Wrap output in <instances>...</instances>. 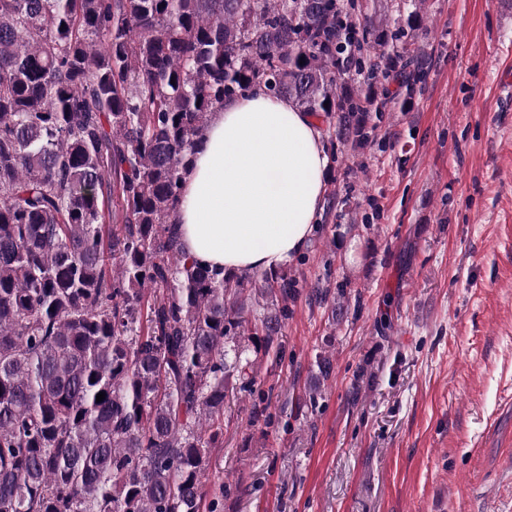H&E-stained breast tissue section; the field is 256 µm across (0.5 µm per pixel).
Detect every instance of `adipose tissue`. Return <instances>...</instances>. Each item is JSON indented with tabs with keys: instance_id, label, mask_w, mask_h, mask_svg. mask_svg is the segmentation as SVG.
I'll list each match as a JSON object with an SVG mask.
<instances>
[{
	"instance_id": "1",
	"label": "adipose tissue",
	"mask_w": 512,
	"mask_h": 512,
	"mask_svg": "<svg viewBox=\"0 0 512 512\" xmlns=\"http://www.w3.org/2000/svg\"><path fill=\"white\" fill-rule=\"evenodd\" d=\"M328 156L319 123L252 90L213 112L183 177L184 250L213 269L264 271L303 253L322 209Z\"/></svg>"
}]
</instances>
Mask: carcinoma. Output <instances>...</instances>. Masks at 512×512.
Segmentation results:
<instances>
[{
    "mask_svg": "<svg viewBox=\"0 0 512 512\" xmlns=\"http://www.w3.org/2000/svg\"><path fill=\"white\" fill-rule=\"evenodd\" d=\"M398 8L0 0V512H201L226 398L280 352L298 280L185 253L183 176L257 87L321 119L331 155L364 144L389 84L404 107L429 73V0Z\"/></svg>",
    "mask_w": 512,
    "mask_h": 512,
    "instance_id": "obj_1",
    "label": "carcinoma"
}]
</instances>
